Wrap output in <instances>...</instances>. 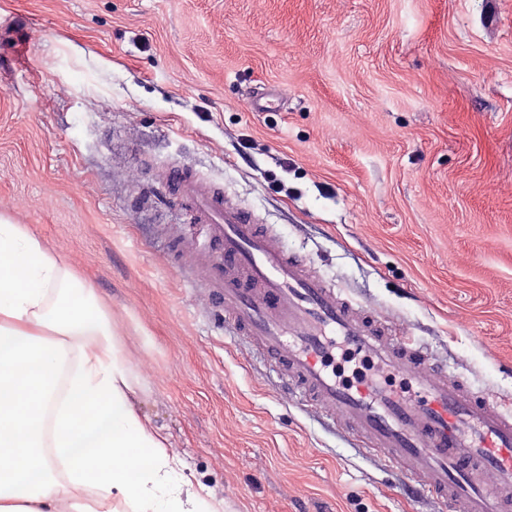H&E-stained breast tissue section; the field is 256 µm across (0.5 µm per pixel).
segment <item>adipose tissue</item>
I'll return each instance as SVG.
<instances>
[{
    "mask_svg": "<svg viewBox=\"0 0 512 512\" xmlns=\"http://www.w3.org/2000/svg\"><path fill=\"white\" fill-rule=\"evenodd\" d=\"M138 391L93 288L0 218V512H85L79 488L126 512H219L178 477Z\"/></svg>",
    "mask_w": 512,
    "mask_h": 512,
    "instance_id": "ef3b65f1",
    "label": "adipose tissue"
}]
</instances>
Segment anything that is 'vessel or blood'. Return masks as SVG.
<instances>
[{"instance_id": "b4317fda", "label": "vessel or blood", "mask_w": 512, "mask_h": 512, "mask_svg": "<svg viewBox=\"0 0 512 512\" xmlns=\"http://www.w3.org/2000/svg\"><path fill=\"white\" fill-rule=\"evenodd\" d=\"M176 185L200 239L192 284L214 300L225 333L255 348L278 388L339 424L419 497L448 512H512V411L312 274L305 256L286 251L223 189L191 174ZM340 345L371 366L361 383L331 369Z\"/></svg>"}]
</instances>
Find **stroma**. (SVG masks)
I'll list each match as a JSON object with an SVG mask.
<instances>
[{
	"label": "stroma",
	"mask_w": 512,
	"mask_h": 512,
	"mask_svg": "<svg viewBox=\"0 0 512 512\" xmlns=\"http://www.w3.org/2000/svg\"><path fill=\"white\" fill-rule=\"evenodd\" d=\"M172 165L512 404V0H0V215L95 288L178 476L225 512H441L225 335Z\"/></svg>",
	"instance_id": "35a3bbf8"
}]
</instances>
